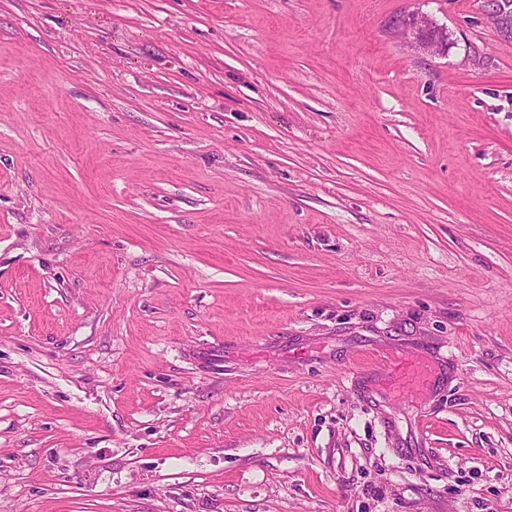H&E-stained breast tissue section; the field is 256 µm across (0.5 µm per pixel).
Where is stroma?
<instances>
[{"label":"stroma","instance_id":"stroma-1","mask_svg":"<svg viewBox=\"0 0 512 512\" xmlns=\"http://www.w3.org/2000/svg\"><path fill=\"white\" fill-rule=\"evenodd\" d=\"M0 512H512L480 0H0ZM388 28L406 43L430 55H442L446 52L447 39L431 34L433 29L441 27L419 11L403 10L396 13L390 18ZM395 388L408 392H427L433 383V368L423 359L397 356L389 359Z\"/></svg>","mask_w":512,"mask_h":512}]
</instances>
